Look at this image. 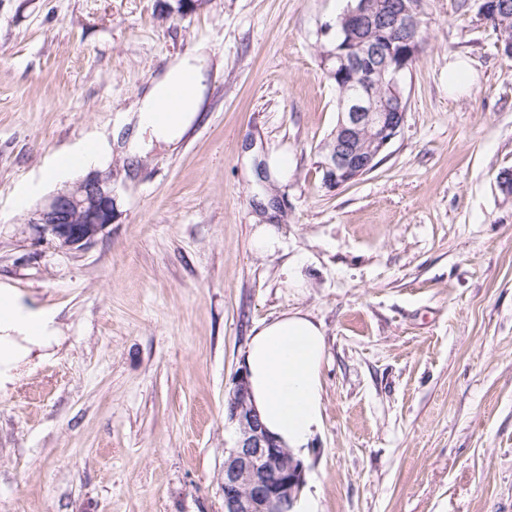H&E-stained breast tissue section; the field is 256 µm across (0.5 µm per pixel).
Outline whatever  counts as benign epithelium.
Segmentation results:
<instances>
[{
  "instance_id": "obj_1",
  "label": "benign epithelium",
  "mask_w": 512,
  "mask_h": 512,
  "mask_svg": "<svg viewBox=\"0 0 512 512\" xmlns=\"http://www.w3.org/2000/svg\"><path fill=\"white\" fill-rule=\"evenodd\" d=\"M425 0H351L337 19L343 41L323 66L340 80L338 125L322 167L327 182L349 184L373 171L406 116L401 78L420 51ZM110 179L90 172L29 219L61 247L84 248L112 224ZM235 446L224 449V512H295L304 463L266 432L239 372L227 405Z\"/></svg>"
}]
</instances>
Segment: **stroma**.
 <instances>
[{"label": "stroma", "mask_w": 512, "mask_h": 512, "mask_svg": "<svg viewBox=\"0 0 512 512\" xmlns=\"http://www.w3.org/2000/svg\"><path fill=\"white\" fill-rule=\"evenodd\" d=\"M347 3L0 0V286L60 336L0 392V512H223L233 378L291 310L327 340L300 512H512V56L477 0H426L403 128L331 188L319 45ZM195 50L196 121L129 156L137 99ZM456 56L477 82L452 97ZM92 142L112 223L63 248L29 219L86 174L43 184L55 156ZM259 224L281 232L266 256ZM280 247V238L274 224H259L252 238V249L258 255L274 253Z\"/></svg>", "instance_id": "stroma-1"}]
</instances>
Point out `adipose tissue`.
Wrapping results in <instances>:
<instances>
[{"label": "adipose tissue", "instance_id": "adipose-tissue-1", "mask_svg": "<svg viewBox=\"0 0 512 512\" xmlns=\"http://www.w3.org/2000/svg\"><path fill=\"white\" fill-rule=\"evenodd\" d=\"M207 70L208 58L199 51L169 61L137 102L140 134L130 141L129 154H142L154 143L179 144L201 109ZM58 341L48 314L15 289L0 287V392ZM326 356L321 325L299 311L255 327L243 354L251 399L264 425L298 455L322 426Z\"/></svg>", "mask_w": 512, "mask_h": 512}]
</instances>
